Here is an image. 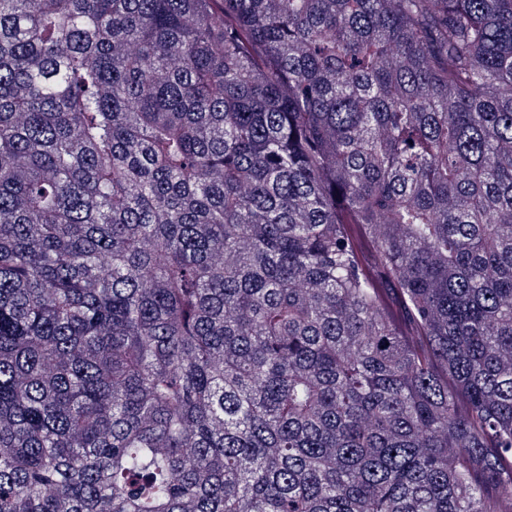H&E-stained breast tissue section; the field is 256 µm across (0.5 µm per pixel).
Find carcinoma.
I'll use <instances>...</instances> for the list:
<instances>
[{
    "mask_svg": "<svg viewBox=\"0 0 512 512\" xmlns=\"http://www.w3.org/2000/svg\"><path fill=\"white\" fill-rule=\"evenodd\" d=\"M0 512H512V0H0Z\"/></svg>",
    "mask_w": 512,
    "mask_h": 512,
    "instance_id": "1",
    "label": "carcinoma"
}]
</instances>
